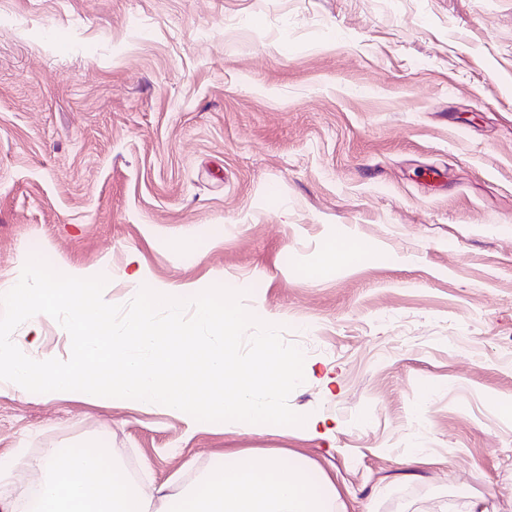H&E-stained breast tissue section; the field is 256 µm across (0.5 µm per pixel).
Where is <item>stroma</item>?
Here are the masks:
<instances>
[{
  "label": "stroma",
  "instance_id": "obj_1",
  "mask_svg": "<svg viewBox=\"0 0 512 512\" xmlns=\"http://www.w3.org/2000/svg\"><path fill=\"white\" fill-rule=\"evenodd\" d=\"M29 252L109 270L116 304L139 272L305 326L288 404L323 423L0 384V459L101 446L151 490L274 451L336 512H512V0H0V294Z\"/></svg>",
  "mask_w": 512,
  "mask_h": 512
}]
</instances>
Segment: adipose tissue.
Wrapping results in <instances>:
<instances>
[{
    "label": "adipose tissue",
    "instance_id": "obj_1",
    "mask_svg": "<svg viewBox=\"0 0 512 512\" xmlns=\"http://www.w3.org/2000/svg\"><path fill=\"white\" fill-rule=\"evenodd\" d=\"M231 465L212 470L193 494L156 490L172 512H333L336 489L306 467L282 466L250 451L231 452ZM15 468L34 472L40 495L35 512H149L128 481L116 478L100 455L78 453L69 461L49 454L17 459Z\"/></svg>",
    "mask_w": 512,
    "mask_h": 512
}]
</instances>
